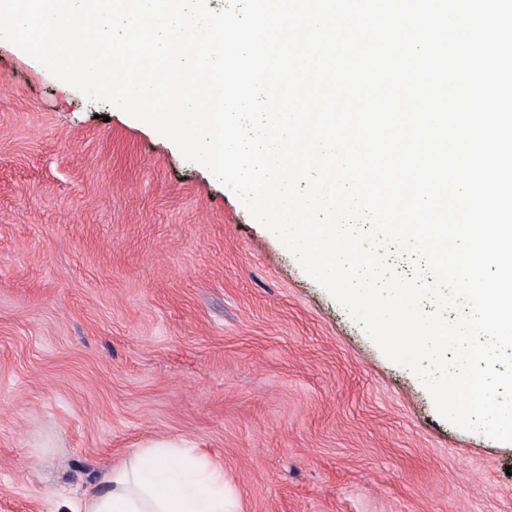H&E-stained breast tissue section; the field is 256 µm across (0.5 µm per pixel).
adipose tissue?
<instances>
[{
    "mask_svg": "<svg viewBox=\"0 0 512 512\" xmlns=\"http://www.w3.org/2000/svg\"><path fill=\"white\" fill-rule=\"evenodd\" d=\"M224 466L182 439L151 441L110 466L68 512H230Z\"/></svg>",
    "mask_w": 512,
    "mask_h": 512,
    "instance_id": "adipose-tissue-1",
    "label": "adipose tissue"
}]
</instances>
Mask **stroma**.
Returning a JSON list of instances; mask_svg holds the SVG:
<instances>
[{
    "mask_svg": "<svg viewBox=\"0 0 512 512\" xmlns=\"http://www.w3.org/2000/svg\"><path fill=\"white\" fill-rule=\"evenodd\" d=\"M171 438L237 512H512V443L442 418L208 169L0 40V512Z\"/></svg>",
    "mask_w": 512,
    "mask_h": 512,
    "instance_id": "1",
    "label": "stroma"
}]
</instances>
